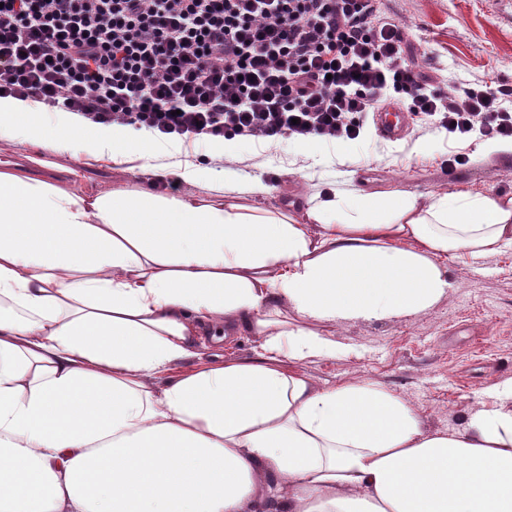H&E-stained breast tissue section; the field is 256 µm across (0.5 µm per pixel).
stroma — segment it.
<instances>
[{"label":"stroma","instance_id":"1","mask_svg":"<svg viewBox=\"0 0 512 512\" xmlns=\"http://www.w3.org/2000/svg\"><path fill=\"white\" fill-rule=\"evenodd\" d=\"M414 47L413 60L448 88L512 84V0H380ZM347 151L337 142L316 140L309 156L294 139L240 141L238 158H213L205 145L178 143L173 161L199 162L216 177L238 172L240 181L258 177L266 195L242 196L243 204L265 211L303 213L315 195L433 193L463 189L512 192V153L486 150L485 137L460 138L412 114L403 138H382L374 113ZM35 147L0 142V171L46 180L85 196L116 189L164 190V181L141 169L140 160L114 163L109 154L73 156L61 151L34 163ZM465 164L449 166V156ZM450 288L429 311L393 321L322 327L337 342L334 355L308 360L304 368L324 387L359 377L386 387L411 404L429 428L459 427L484 392L512 379V248L474 262L447 260Z\"/></svg>","mask_w":512,"mask_h":512}]
</instances>
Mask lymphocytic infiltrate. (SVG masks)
I'll list each match as a JSON object with an SVG mask.
<instances>
[{
	"mask_svg": "<svg viewBox=\"0 0 512 512\" xmlns=\"http://www.w3.org/2000/svg\"><path fill=\"white\" fill-rule=\"evenodd\" d=\"M377 0H0V96L184 142L354 140L387 92L512 138V86L432 89Z\"/></svg>",
	"mask_w": 512,
	"mask_h": 512,
	"instance_id": "1",
	"label": "lymphocytic infiltrate"
}]
</instances>
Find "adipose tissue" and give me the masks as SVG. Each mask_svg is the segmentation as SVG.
<instances>
[{
    "label": "adipose tissue",
    "mask_w": 512,
    "mask_h": 512,
    "mask_svg": "<svg viewBox=\"0 0 512 512\" xmlns=\"http://www.w3.org/2000/svg\"><path fill=\"white\" fill-rule=\"evenodd\" d=\"M0 97V141L151 143ZM512 247V194L336 195L302 220L234 198L89 197L0 171V512H512V380L435 431L304 363L320 331L433 308L446 257ZM240 332L251 358L214 353Z\"/></svg>",
    "instance_id": "ef3b65f1"
}]
</instances>
